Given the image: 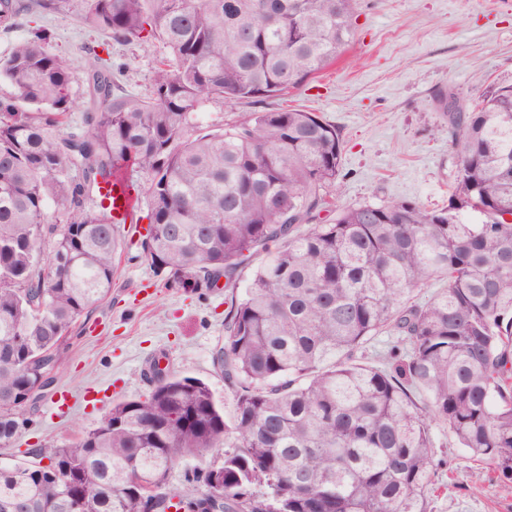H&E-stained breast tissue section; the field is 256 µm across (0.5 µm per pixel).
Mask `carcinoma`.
<instances>
[{"instance_id":"obj_1","label":"carcinoma","mask_w":512,"mask_h":512,"mask_svg":"<svg viewBox=\"0 0 512 512\" xmlns=\"http://www.w3.org/2000/svg\"><path fill=\"white\" fill-rule=\"evenodd\" d=\"M70 9L0 0V27ZM353 13L354 0H82L85 27L120 44L145 33L170 56L137 96L93 54L90 106L67 133L75 74L45 34L0 58L12 87L0 99V447L56 381L48 364L72 325L112 289L124 240L98 193L130 165L141 245L165 286L225 279L212 362L235 401L226 420L207 383L151 363L148 395L36 450L49 465L0 467V512H197L214 475L224 512H430L439 424L512 480V85L472 108L436 95L456 166L448 207L364 203L328 224L344 151L333 125L297 109L199 124L212 102L261 103L325 69L353 39ZM380 333L389 347L359 360ZM224 447L167 490L179 460Z\"/></svg>"}]
</instances>
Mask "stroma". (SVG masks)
<instances>
[{"instance_id":"stroma-1","label":"stroma","mask_w":512,"mask_h":512,"mask_svg":"<svg viewBox=\"0 0 512 512\" xmlns=\"http://www.w3.org/2000/svg\"><path fill=\"white\" fill-rule=\"evenodd\" d=\"M354 21L356 36L332 65L264 105L313 112L335 126L344 165L323 219L350 206L393 200L446 207L455 163L435 95L447 90L474 104L493 87L512 84V0H355ZM36 28L50 32V50L76 76L69 131L85 107L89 47L124 65L121 84L139 96L150 91L157 65L168 55L156 40L103 46L71 11L25 17L0 29V57ZM119 232L131 246L110 295L72 325L55 394L26 408L17 436L0 448V464L32 461V449L72 442L95 427L113 402L146 395L140 369L155 356H165L177 374L208 383L225 416H232L233 396L211 361L224 341V287L201 294L165 287L164 274L144 257L134 225H120ZM59 392L68 393L70 405L61 415L52 409ZM434 435L448 467L439 474L431 512H512V481L472 461L447 426H437Z\"/></svg>"}]
</instances>
